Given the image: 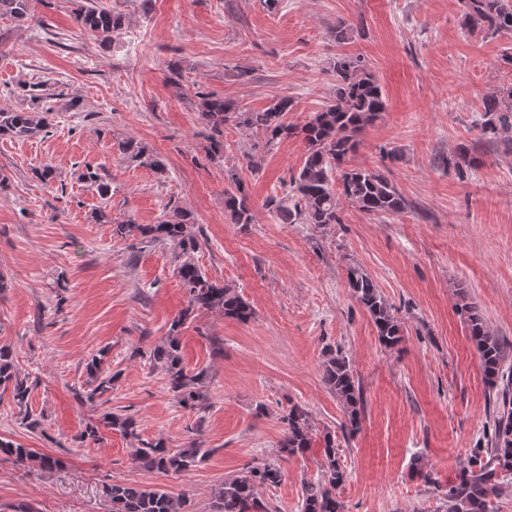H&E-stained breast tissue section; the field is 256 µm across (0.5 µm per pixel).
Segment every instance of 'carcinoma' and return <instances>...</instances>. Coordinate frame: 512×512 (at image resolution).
Instances as JSON below:
<instances>
[{
    "mask_svg": "<svg viewBox=\"0 0 512 512\" xmlns=\"http://www.w3.org/2000/svg\"><path fill=\"white\" fill-rule=\"evenodd\" d=\"M32 0H0V16L24 23L31 18ZM84 30L111 40L112 33L121 29L123 17L101 5L91 4L75 15ZM463 26L468 31L483 30L491 35L512 32V0H463ZM336 86L333 99L313 113L300 127L283 121L292 101L276 97L262 110H243L222 98L204 92L196 93L198 106L210 129L211 147L221 146L224 125L260 131L266 145L272 146L288 137L298 136L307 147L304 163L291 178L290 191L284 197L268 200L267 206L284 224H341L340 198H345L368 215L398 214L409 208V203L396 186L381 172L365 168L346 167L347 159L357 146V137L365 127L374 124L386 111V98L375 76L359 57L340 56L333 66ZM482 125L484 131L496 133L512 128V87L494 91L483 99ZM50 127L48 112L39 110L0 111V135L26 139ZM123 158L130 164L162 170V165L141 144L132 140L118 144ZM340 185H335V180ZM224 211L233 224H250L253 215L241 188L224 192ZM189 212L179 207L158 224H116L115 236L127 238L136 233L146 241L166 243L179 250L187 259L177 267V275L187 294V308L169 327L162 344L152 351V359L161 365L168 391L176 403L184 408L202 407V388L206 370L191 372L183 362L179 332L185 320L195 311H221L224 317L246 322L253 311L240 295L210 279L188 255L198 248V238L191 230ZM348 285L358 302L373 319L378 339L386 347L401 340V327L391 307L384 300L368 274L353 269ZM466 314L469 334L479 354L480 365L492 386L504 380L502 343L484 324L482 316L468 303L461 305ZM92 379L85 398L89 401L102 397L112 389L114 375L104 368V353L91 357L86 365ZM323 378L329 389L343 403L347 415L345 428L359 429L364 413L363 394L356 384L346 357L338 354L324 364ZM9 395L18 408L21 424L34 430L40 426L29 411L31 385L20 375L13 351L0 346V396ZM497 415L494 419V440L490 448L475 449L468 467L456 476V481L444 492L446 512H488L492 499L501 492V480L512 474V378L496 398ZM284 433L278 443V456L286 460L304 454L311 446L309 411L299 405L290 407L281 417ZM105 424L121 429L126 436L136 439L133 463L146 470L181 474L204 462L209 451L191 443L184 448H170L163 440L145 441L136 430L131 417L109 412ZM0 458L18 464L36 462L43 469H51L60 461L51 456H37L34 452L9 439L0 438ZM322 478L303 484L300 512H342L336 499V488L345 480L336 457L334 437L324 435ZM283 476L280 466L265 463L247 467L244 474L224 480L211 493V512H269L260 490L277 486ZM112 512H189L187 501L159 487L132 483H114L110 488Z\"/></svg>",
    "mask_w": 512,
    "mask_h": 512,
    "instance_id": "obj_1",
    "label": "carcinoma"
}]
</instances>
